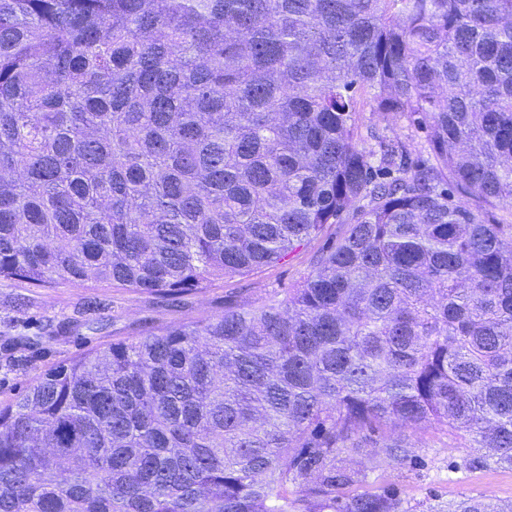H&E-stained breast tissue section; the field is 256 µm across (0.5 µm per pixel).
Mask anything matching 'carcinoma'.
I'll return each instance as SVG.
<instances>
[{"instance_id": "carcinoma-1", "label": "carcinoma", "mask_w": 512, "mask_h": 512, "mask_svg": "<svg viewBox=\"0 0 512 512\" xmlns=\"http://www.w3.org/2000/svg\"><path fill=\"white\" fill-rule=\"evenodd\" d=\"M429 117L431 158L358 147ZM453 184L465 201L448 200ZM512 0H0V279L281 298L114 343L0 404V512H416L366 432L512 468ZM376 455L412 462L405 435ZM448 512H512L465 497ZM388 112H363L360 119V145L376 148L378 140L401 137L413 146V157L427 159L429 156L428 130L426 123L403 118Z\"/></svg>"}]
</instances>
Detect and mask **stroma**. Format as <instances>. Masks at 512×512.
<instances>
[{
  "instance_id": "obj_1",
  "label": "stroma",
  "mask_w": 512,
  "mask_h": 512,
  "mask_svg": "<svg viewBox=\"0 0 512 512\" xmlns=\"http://www.w3.org/2000/svg\"><path fill=\"white\" fill-rule=\"evenodd\" d=\"M360 124L361 146L371 149L378 140L398 136L410 142L414 157L429 156L425 123L392 113L366 112ZM353 222V215L345 214L287 259L246 276L212 279L203 290L174 300L129 288H32L23 282L0 280V402L25 391L44 372L113 342L152 329L203 321L228 307L283 296L308 273L323 249L344 238ZM411 441L416 446L415 463L373 464L366 446L352 461L356 467L369 468L370 484L396 487L414 506H445L467 496L512 500V470H452L450 461L463 451L439 430L412 436Z\"/></svg>"
}]
</instances>
